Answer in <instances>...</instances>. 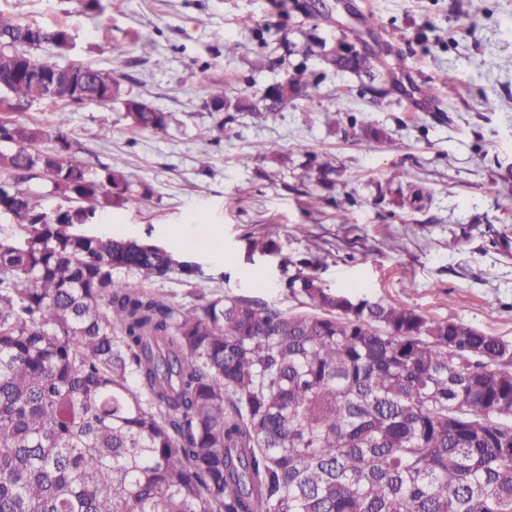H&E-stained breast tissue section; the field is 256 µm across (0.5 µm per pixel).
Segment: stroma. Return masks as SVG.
Returning a JSON list of instances; mask_svg holds the SVG:
<instances>
[{
  "mask_svg": "<svg viewBox=\"0 0 512 512\" xmlns=\"http://www.w3.org/2000/svg\"><path fill=\"white\" fill-rule=\"evenodd\" d=\"M323 2L317 19L291 0H98L92 9L83 0H0V10L27 25L67 27L69 48L45 44L38 56L111 71L173 116L152 132L133 127L118 102L70 108L67 133L91 169L119 167L134 187L122 205L97 209L90 230L108 225L183 253L206 293L293 312L281 266L313 258L326 287L512 341V67L501 66L512 60V0ZM247 18L266 27V45L244 28ZM313 29L373 54L386 95L313 55L317 98L288 106L276 122L212 110L214 83L230 99L264 89L284 73L278 35L301 46ZM143 39L155 51L142 53ZM228 42L239 43L236 57L225 56ZM442 78L438 107L410 111L409 101ZM487 98L495 110L484 109ZM355 116L386 141H358ZM326 155L336 171L322 182L316 169ZM411 184L429 193L424 208L401 205ZM310 194L320 196L318 210L305 208ZM265 233L276 252L249 255L248 236Z\"/></svg>",
  "mask_w": 512,
  "mask_h": 512,
  "instance_id": "35a3bbf8",
  "label": "stroma"
}]
</instances>
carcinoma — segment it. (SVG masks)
I'll return each mask as SVG.
<instances>
[{"instance_id":"carcinoma-1","label":"carcinoma","mask_w":512,"mask_h":512,"mask_svg":"<svg viewBox=\"0 0 512 512\" xmlns=\"http://www.w3.org/2000/svg\"><path fill=\"white\" fill-rule=\"evenodd\" d=\"M69 39L0 11V54L20 69ZM278 49L280 80L235 102L216 86L214 110L267 121L317 97L288 63L295 44ZM70 69L85 88L53 97V129L0 121V216L15 224L0 228V512H512V341L334 291L310 260L283 265L300 311L207 296L180 254L84 229L131 184L90 170L66 109L120 101L150 131L171 114L108 71ZM42 99L21 72L0 82L10 109ZM45 189L69 206L41 211ZM274 251L249 236V253ZM174 271L192 301L150 291Z\"/></svg>"}]
</instances>
